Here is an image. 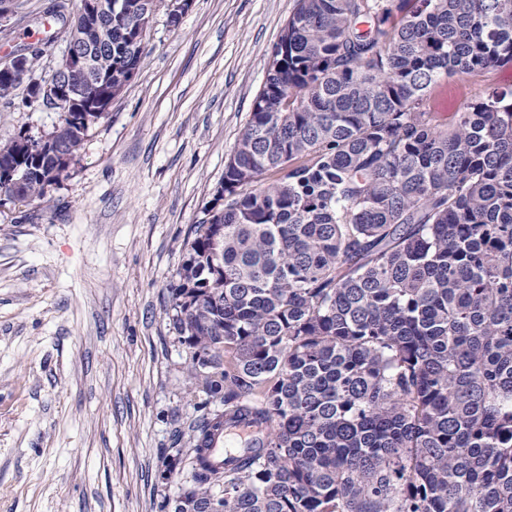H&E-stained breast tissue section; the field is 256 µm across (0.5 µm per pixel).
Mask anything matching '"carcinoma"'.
<instances>
[{
	"mask_svg": "<svg viewBox=\"0 0 512 512\" xmlns=\"http://www.w3.org/2000/svg\"><path fill=\"white\" fill-rule=\"evenodd\" d=\"M98 2L48 7L92 68L25 57L58 121L0 141V195L44 198L137 74L159 0ZM508 64L512 0H297L169 286L175 512H512V89L433 96ZM442 83L445 85V91L437 99L436 112L441 119L447 118L450 123L454 113L459 112L474 93L487 86L507 89L512 85V67L505 66L494 71L488 74L484 81L478 83L458 76L445 78Z\"/></svg>",
	"mask_w": 512,
	"mask_h": 512,
	"instance_id": "obj_1",
	"label": "carcinoma"
}]
</instances>
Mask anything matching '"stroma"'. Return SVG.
I'll use <instances>...</instances> for the list:
<instances>
[{
	"instance_id": "35a3bbf8",
	"label": "stroma",
	"mask_w": 512,
	"mask_h": 512,
	"mask_svg": "<svg viewBox=\"0 0 512 512\" xmlns=\"http://www.w3.org/2000/svg\"><path fill=\"white\" fill-rule=\"evenodd\" d=\"M51 0H31L0 60L43 44ZM295 0H160L134 79L43 199L0 204V512H171L180 431L196 417L168 286L190 228L265 82ZM483 84L445 78L452 118ZM56 112L0 102V140L49 131Z\"/></svg>"
}]
</instances>
